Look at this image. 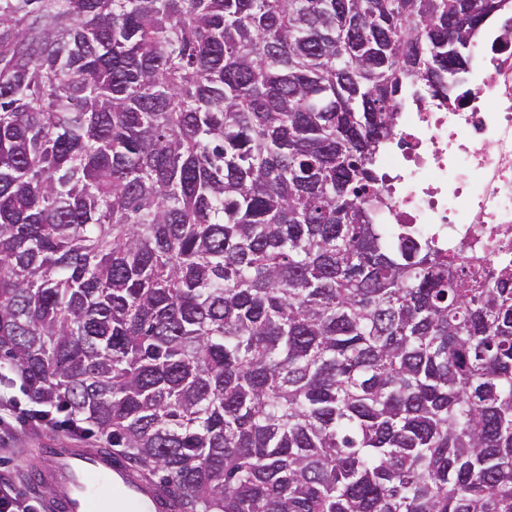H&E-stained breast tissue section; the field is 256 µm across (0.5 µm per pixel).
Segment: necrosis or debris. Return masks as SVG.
<instances>
[{"label": "necrosis or debris", "mask_w": 512, "mask_h": 512, "mask_svg": "<svg viewBox=\"0 0 512 512\" xmlns=\"http://www.w3.org/2000/svg\"><path fill=\"white\" fill-rule=\"evenodd\" d=\"M481 51L456 103L403 98L395 144L380 161L386 206L375 221L452 254L512 264V20L489 31Z\"/></svg>", "instance_id": "obj_1"}]
</instances>
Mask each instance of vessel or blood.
<instances>
[{
	"instance_id": "vessel-or-blood-1",
	"label": "vessel or blood",
	"mask_w": 512,
	"mask_h": 512,
	"mask_svg": "<svg viewBox=\"0 0 512 512\" xmlns=\"http://www.w3.org/2000/svg\"><path fill=\"white\" fill-rule=\"evenodd\" d=\"M38 481L51 487L46 512H110L107 498L119 492L132 512H178L174 497L136 476L120 457L85 453L71 445L42 449Z\"/></svg>"
}]
</instances>
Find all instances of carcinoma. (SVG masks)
I'll return each instance as SVG.
<instances>
[{"instance_id":"carcinoma-1","label":"carcinoma","mask_w":512,"mask_h":512,"mask_svg":"<svg viewBox=\"0 0 512 512\" xmlns=\"http://www.w3.org/2000/svg\"><path fill=\"white\" fill-rule=\"evenodd\" d=\"M509 8L0 0V365L180 512H512V267L372 217Z\"/></svg>"}]
</instances>
